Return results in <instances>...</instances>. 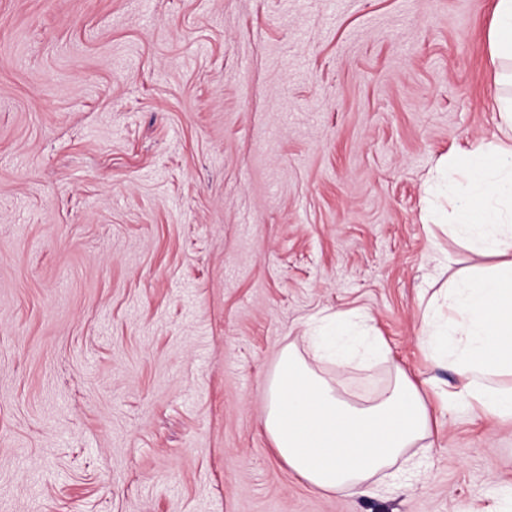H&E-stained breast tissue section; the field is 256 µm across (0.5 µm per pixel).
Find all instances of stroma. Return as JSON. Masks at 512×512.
Here are the masks:
<instances>
[{"label": "stroma", "mask_w": 512, "mask_h": 512, "mask_svg": "<svg viewBox=\"0 0 512 512\" xmlns=\"http://www.w3.org/2000/svg\"><path fill=\"white\" fill-rule=\"evenodd\" d=\"M495 0H0V512H512V421L432 404L358 490L275 454L265 382L360 311L391 362L429 281L444 155L501 136Z\"/></svg>", "instance_id": "obj_1"}]
</instances>
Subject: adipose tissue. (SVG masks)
<instances>
[{"mask_svg": "<svg viewBox=\"0 0 512 512\" xmlns=\"http://www.w3.org/2000/svg\"><path fill=\"white\" fill-rule=\"evenodd\" d=\"M490 55L512 62V0H496ZM432 191L451 210L442 230L462 247L500 256L490 270H462L448 280L444 319L425 321L423 343L437 363L463 379L446 408L466 406L512 419V147L489 142L438 160ZM316 359L368 367L384 345L363 318L316 314L307 321ZM264 427L279 458L299 478L326 491L353 489L396 464L431 434L425 395L403 371L366 405L343 398L294 346L285 347L265 384Z\"/></svg>", "mask_w": 512, "mask_h": 512, "instance_id": "adipose-tissue-1", "label": "adipose tissue"}]
</instances>
